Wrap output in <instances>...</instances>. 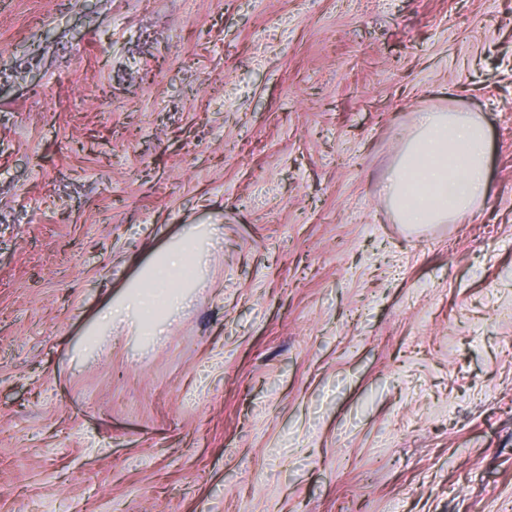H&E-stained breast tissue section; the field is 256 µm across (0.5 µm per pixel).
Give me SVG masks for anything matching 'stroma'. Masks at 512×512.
<instances>
[{"mask_svg": "<svg viewBox=\"0 0 512 512\" xmlns=\"http://www.w3.org/2000/svg\"><path fill=\"white\" fill-rule=\"evenodd\" d=\"M453 108L490 196L397 223ZM0 512H512V0H0ZM488 132L471 112H417L414 131L385 186L401 224L474 217L489 196ZM213 225H192L185 228L177 242L158 253L141 267L138 276L126 288V295L107 305L99 314L98 323L112 328L126 323L123 313L132 314L131 325L142 336H161V313L171 314L187 301L182 288H200L206 278L202 256L213 244ZM190 270V275L184 273ZM190 281L187 286L186 282Z\"/></svg>", "mask_w": 512, "mask_h": 512, "instance_id": "35a3bbf8", "label": "stroma"}]
</instances>
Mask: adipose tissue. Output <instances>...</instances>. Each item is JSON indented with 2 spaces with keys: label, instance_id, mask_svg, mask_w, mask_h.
Here are the masks:
<instances>
[{
  "label": "adipose tissue",
  "instance_id": "obj_1",
  "mask_svg": "<svg viewBox=\"0 0 512 512\" xmlns=\"http://www.w3.org/2000/svg\"><path fill=\"white\" fill-rule=\"evenodd\" d=\"M488 132L471 112H420L385 186L388 203L400 223L442 224L475 216L489 196ZM210 225L185 228L177 242L141 267L125 296L107 305L98 322L112 327L132 315L144 336L164 332L160 314L180 309L186 287L206 281L202 256L213 244Z\"/></svg>",
  "mask_w": 512,
  "mask_h": 512
}]
</instances>
